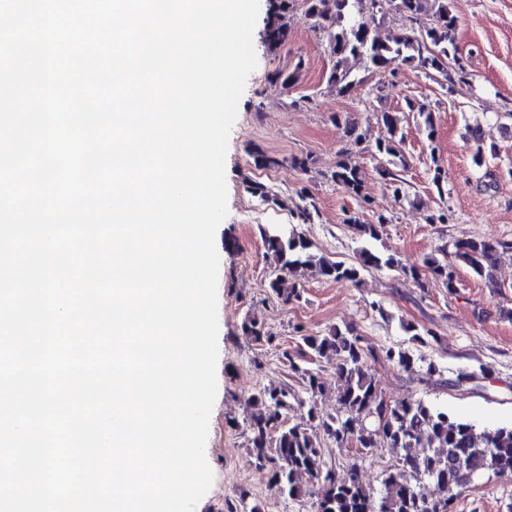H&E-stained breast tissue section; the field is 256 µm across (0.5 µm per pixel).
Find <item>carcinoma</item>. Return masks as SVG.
<instances>
[{
  "instance_id": "carcinoma-1",
  "label": "carcinoma",
  "mask_w": 512,
  "mask_h": 512,
  "mask_svg": "<svg viewBox=\"0 0 512 512\" xmlns=\"http://www.w3.org/2000/svg\"><path fill=\"white\" fill-rule=\"evenodd\" d=\"M304 17L310 28L327 34L334 65L327 83L340 94H349L362 80L353 73V63L385 71L395 62L413 65L429 77L440 76L452 84L463 79V66L450 70L449 61H459L455 43L457 17L450 0H302ZM290 0H271L270 16L264 31V43L276 48L290 36L286 14ZM400 15L408 27L395 37L375 34L377 18L389 12ZM390 138L378 140L375 153L381 156L379 174L395 184L401 192L402 178L394 167H406L402 152L404 138L398 135L400 119L391 112L382 113ZM334 182L361 195V170L348 154L342 156L331 173ZM262 246L275 271L268 288L285 301L302 298L303 289L293 284L283 287L285 278L308 270L324 282L356 281L369 269L387 267L415 280L421 272L402 264L393 254L383 255L369 248L359 251L357 264H345L320 256L312 244L296 229L286 233L264 229ZM454 259L476 275L493 279L500 254L512 250V243L470 238L451 243ZM425 260V270L454 288L448 254ZM244 334L258 343L270 344L275 336L263 322L247 317ZM303 341L317 359L336 357L338 383L336 415L320 417L313 399L309 400L308 419L291 423L286 419V387L270 386L252 396V411L245 418L249 443L259 458L273 463L272 480L278 492L294 498L306 491L301 483L307 478L313 487L315 512H452L459 490L471 479L486 472L512 476V427L486 428L477 431L474 424L450 418L448 411L421 400L389 401L372 371L371 363L389 362L407 368L411 357L405 350L388 347L380 352L367 349L362 338L349 329L332 327L317 335H305ZM290 370L301 376L311 396L322 387L319 373L297 365L283 352ZM326 436L341 448L355 442L361 448H399L401 454L383 479L385 494L375 499L352 472L338 481L323 460L320 436ZM434 484L436 496H427L421 483Z\"/></svg>"
}]
</instances>
